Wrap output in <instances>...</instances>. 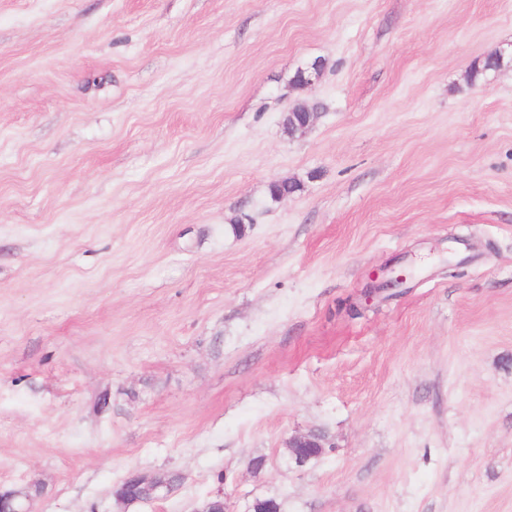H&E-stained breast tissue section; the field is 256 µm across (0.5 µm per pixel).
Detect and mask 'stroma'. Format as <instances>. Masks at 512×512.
I'll use <instances>...</instances> for the list:
<instances>
[{
    "mask_svg": "<svg viewBox=\"0 0 512 512\" xmlns=\"http://www.w3.org/2000/svg\"><path fill=\"white\" fill-rule=\"evenodd\" d=\"M509 44L512 0H0V491L512 512Z\"/></svg>",
    "mask_w": 512,
    "mask_h": 512,
    "instance_id": "stroma-1",
    "label": "stroma"
}]
</instances>
